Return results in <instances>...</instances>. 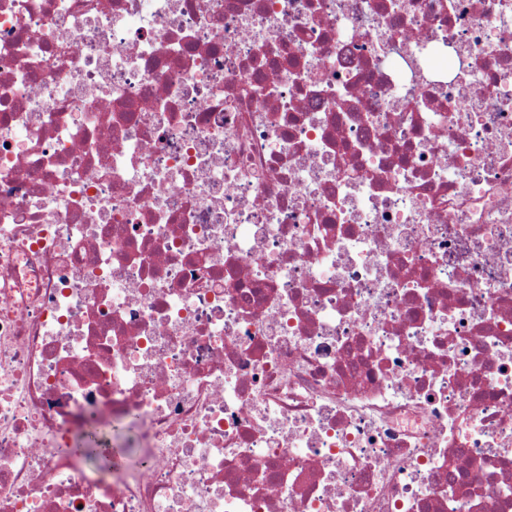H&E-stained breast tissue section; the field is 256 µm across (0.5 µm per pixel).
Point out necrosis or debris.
<instances>
[{
    "label": "necrosis or debris",
    "instance_id": "necrosis-or-debris-1",
    "mask_svg": "<svg viewBox=\"0 0 512 512\" xmlns=\"http://www.w3.org/2000/svg\"><path fill=\"white\" fill-rule=\"evenodd\" d=\"M0 512H512V0H0Z\"/></svg>",
    "mask_w": 512,
    "mask_h": 512
}]
</instances>
